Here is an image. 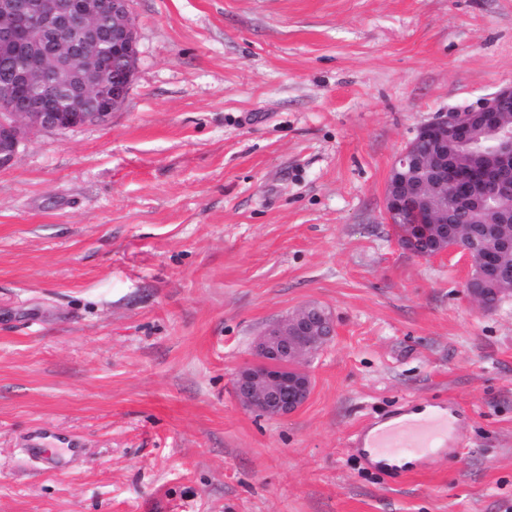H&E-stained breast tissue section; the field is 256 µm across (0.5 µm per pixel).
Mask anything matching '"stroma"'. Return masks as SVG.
<instances>
[{
    "mask_svg": "<svg viewBox=\"0 0 512 512\" xmlns=\"http://www.w3.org/2000/svg\"><path fill=\"white\" fill-rule=\"evenodd\" d=\"M106 125L0 169V512H512V299L403 250L419 128L512 86V0H132ZM336 335L299 411L233 379L305 305ZM454 400L466 448L401 486L370 414Z\"/></svg>",
    "mask_w": 512,
    "mask_h": 512,
    "instance_id": "stroma-1",
    "label": "stroma"
}]
</instances>
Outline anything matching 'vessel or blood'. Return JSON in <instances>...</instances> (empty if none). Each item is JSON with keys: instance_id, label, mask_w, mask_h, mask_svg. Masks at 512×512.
<instances>
[{"instance_id": "b4317fda", "label": "vessel or blood", "mask_w": 512, "mask_h": 512, "mask_svg": "<svg viewBox=\"0 0 512 512\" xmlns=\"http://www.w3.org/2000/svg\"><path fill=\"white\" fill-rule=\"evenodd\" d=\"M400 421L391 418L373 420L356 433L352 446L365 462L384 453L393 457L413 458L423 465L440 449L457 451L464 443L458 429V406L448 403L438 417L424 414L422 406L407 403Z\"/></svg>"}]
</instances>
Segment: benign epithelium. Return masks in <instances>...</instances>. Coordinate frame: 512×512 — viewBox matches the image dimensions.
<instances>
[{
  "label": "benign epithelium",
  "instance_id": "obj_1",
  "mask_svg": "<svg viewBox=\"0 0 512 512\" xmlns=\"http://www.w3.org/2000/svg\"><path fill=\"white\" fill-rule=\"evenodd\" d=\"M137 25L130 0H0V64L11 92L0 96V168L37 131L102 126L125 102L137 63ZM66 91L68 96L60 97ZM461 155L491 162L481 191L498 194L485 224H512V86L476 108L422 125L394 160L384 198L388 218L408 224V251L421 258L459 256L472 272L486 262L482 243L448 247V201ZM426 239L433 249L423 247ZM334 318L307 305L269 324L254 343V361L234 377L247 409L281 418L301 408L312 391L308 360L328 346Z\"/></svg>",
  "mask_w": 512,
  "mask_h": 512
}]
</instances>
